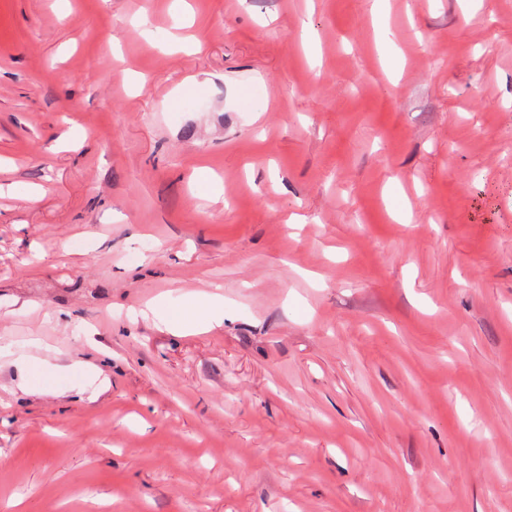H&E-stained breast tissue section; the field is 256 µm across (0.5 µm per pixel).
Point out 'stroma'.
Here are the masks:
<instances>
[{"instance_id": "stroma-1", "label": "stroma", "mask_w": 512, "mask_h": 512, "mask_svg": "<svg viewBox=\"0 0 512 512\" xmlns=\"http://www.w3.org/2000/svg\"><path fill=\"white\" fill-rule=\"evenodd\" d=\"M0 512H512V0H0ZM196 302L195 296H187L185 302L179 298L163 296L153 303L151 311L162 313L168 329L185 334L205 330L212 321L218 323L224 318V297L220 295L207 297L201 303L203 316L189 317L187 310Z\"/></svg>"}]
</instances>
